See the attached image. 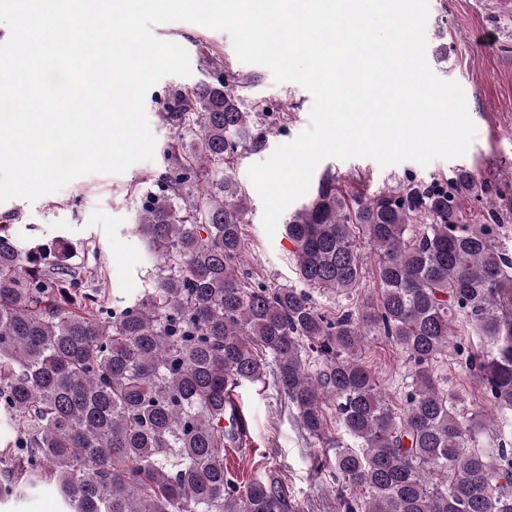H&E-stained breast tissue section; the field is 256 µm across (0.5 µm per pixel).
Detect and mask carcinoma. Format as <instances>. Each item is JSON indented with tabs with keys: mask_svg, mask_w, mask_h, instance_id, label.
I'll return each instance as SVG.
<instances>
[{
	"mask_svg": "<svg viewBox=\"0 0 512 512\" xmlns=\"http://www.w3.org/2000/svg\"><path fill=\"white\" fill-rule=\"evenodd\" d=\"M213 80L177 91L176 143L141 191L143 291L112 294L97 255L63 237L21 246L0 225V502L54 484L70 512H301L272 472L224 464L245 422L236 389L274 376L305 432L333 452L338 512H512V448L485 411L464 417L434 366L465 319L486 349L466 368L512 413V252L475 168L445 183L347 197L327 169L285 232L302 286L246 269L250 199L234 161L266 143L249 78L207 57ZM379 303L353 299L367 267ZM381 334L411 364L402 408L362 354ZM334 419L340 435L328 432Z\"/></svg>",
	"mask_w": 512,
	"mask_h": 512,
	"instance_id": "carcinoma-1",
	"label": "carcinoma"
}]
</instances>
